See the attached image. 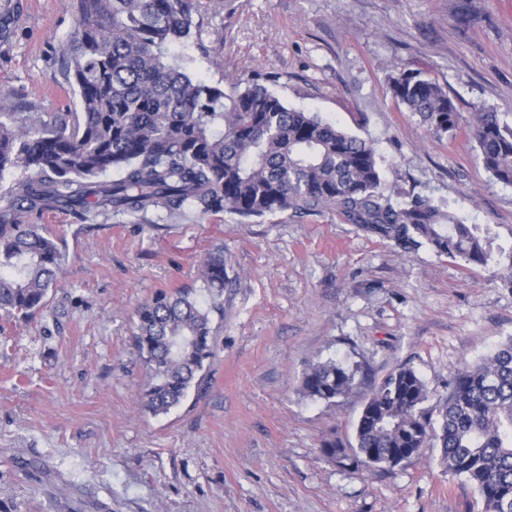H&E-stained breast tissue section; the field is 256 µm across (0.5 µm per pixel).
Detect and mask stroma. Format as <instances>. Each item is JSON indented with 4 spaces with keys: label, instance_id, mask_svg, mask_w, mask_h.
Instances as JSON below:
<instances>
[{
    "label": "stroma",
    "instance_id": "stroma-1",
    "mask_svg": "<svg viewBox=\"0 0 512 512\" xmlns=\"http://www.w3.org/2000/svg\"><path fill=\"white\" fill-rule=\"evenodd\" d=\"M74 30L72 0H0V112L78 111L63 57ZM185 55L225 94L256 80L372 142L392 200L429 198L512 247V187L469 137L476 109L512 113V0H200ZM403 73L448 93L455 138L398 106ZM18 219L58 241L65 265L43 314L0 316V499L15 512H482L439 449L355 471L319 448L353 439L398 365L436 405L463 362L512 336L501 265L403 249L333 209ZM217 250L230 283L215 353L179 406L149 413L135 310L183 288L208 302L199 269ZM331 359L366 379L333 403L304 397L305 369Z\"/></svg>",
    "mask_w": 512,
    "mask_h": 512
}]
</instances>
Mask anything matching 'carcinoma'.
I'll use <instances>...</instances> for the list:
<instances>
[{
  "label": "carcinoma",
  "instance_id": "obj_1",
  "mask_svg": "<svg viewBox=\"0 0 512 512\" xmlns=\"http://www.w3.org/2000/svg\"><path fill=\"white\" fill-rule=\"evenodd\" d=\"M197 10L196 0H76L65 54L81 111L33 120L0 113V176L22 172L0 209L1 312L22 320L43 312L64 261L56 240L17 223L19 211L262 218L326 208L401 248L426 243L468 265L492 258L479 225L421 196L392 204L370 142L288 107L263 85L228 96L168 59L171 45L186 46ZM391 92L433 137L459 127L460 114L437 82L402 74ZM469 135L485 170L512 185V121L480 110ZM109 171L117 177L105 179ZM200 279L211 306L186 290L136 311L133 344L151 377L141 401L154 414L181 404L213 355L210 314L221 310L229 280L222 254L204 259ZM361 373L359 365L317 362L303 373L301 391L332 403L353 391ZM428 400L422 378L399 365L372 388L354 442L332 435L320 452L356 468L389 469L438 445L448 473L475 488L483 512H512V337L454 373L437 426Z\"/></svg>",
  "mask_w": 512,
  "mask_h": 512
}]
</instances>
